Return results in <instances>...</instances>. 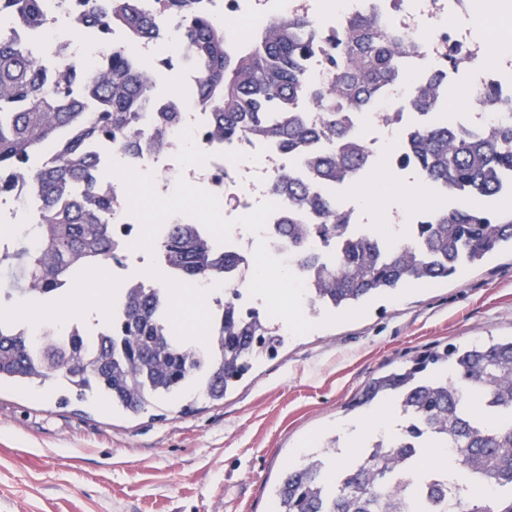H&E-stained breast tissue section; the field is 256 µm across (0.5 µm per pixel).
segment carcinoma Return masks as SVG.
Here are the masks:
<instances>
[{
    "mask_svg": "<svg viewBox=\"0 0 512 512\" xmlns=\"http://www.w3.org/2000/svg\"><path fill=\"white\" fill-rule=\"evenodd\" d=\"M86 18L102 32L121 28L127 43L112 48L100 67L87 69L64 57L50 79L20 44L0 33V195L15 179L28 181L39 200L35 231L39 250L0 236V267L12 273L7 295L52 298L86 271L118 259L112 246L115 194L97 191L102 164L93 150L112 143L129 155L141 150L137 120L156 97V69L133 50L155 37L139 0H82ZM184 18L186 48L196 65V107L211 117L210 136L224 142L274 141L318 181L355 183L371 156L352 135L346 113L364 112L400 77L398 62L416 47L396 39L375 15L353 18L328 38L326 82L311 85L303 72L313 52L310 21L271 15L245 50H236L224 26L198 12L194 0H165ZM37 27L46 20L44 0H0V14ZM454 55L427 73L409 95L411 111L430 112L452 81ZM481 103L512 111L492 85L476 90ZM310 100L316 116L302 114ZM405 151L422 179L456 200L428 212L410 241L380 247L364 234L349 241L336 260L317 270L315 304L332 311L355 309L410 285L447 280L466 267L512 253V209L485 202L512 195V124L476 135L448 131L438 116L411 128ZM274 191L282 202L286 236L303 238L300 216L325 240L341 236L345 215L336 199L317 192L288 171ZM158 251L167 273L184 281L224 277V250L187 223L169 225ZM167 286L149 282L124 301L121 321L92 348L84 337L66 343L46 327L36 339L0 316V384H54L79 399L105 397L112 407L139 414L154 402L195 387L222 400L254 363L278 351L284 336L259 310L230 302L212 337L186 346L175 339L165 314ZM398 406L401 432L365 442L354 458L334 465L331 446L287 470L274 491L276 512H512V338L453 345L370 381L359 405L375 400ZM482 403L483 415L471 411ZM455 449L469 476L461 485L445 466H433L417 481L410 475L425 449ZM493 488L487 500L479 488Z\"/></svg>",
    "mask_w": 512,
    "mask_h": 512,
    "instance_id": "obj_1",
    "label": "carcinoma"
}]
</instances>
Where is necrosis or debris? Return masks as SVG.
I'll use <instances>...</instances> for the list:
<instances>
[{"label": "necrosis or debris", "instance_id": "4bbe7bcc", "mask_svg": "<svg viewBox=\"0 0 512 512\" xmlns=\"http://www.w3.org/2000/svg\"><path fill=\"white\" fill-rule=\"evenodd\" d=\"M60 0H47V18L40 28L21 26L9 15L0 16V32L14 38L28 48L47 70L53 69L60 54L80 59L82 45L94 43L96 52L90 67L100 65L117 45V38L97 36L93 26L77 20L73 9H62ZM154 14L161 34L158 38L139 44L135 52L144 61L158 60L174 65L177 81L168 83L162 96V107L179 112L180 118L164 134L163 147L154 144L156 120L153 112L141 113L138 131L143 147L135 157H127L117 148H110L108 156L139 172L154 176V184L161 195H170L177 177H185L191 184L203 185L215 194L222 214L234 219L250 213L263 201H273L275 175L285 168H297L296 159L289 157L275 143L248 142L241 147L215 140L209 135L207 113L194 111L197 75L185 58L183 25L179 17L158 0H144ZM197 9L209 13L222 23L226 32L246 39L253 23L268 16H304L310 18L309 37L315 46H322L324 36L344 30L350 19L361 14L383 17L392 34L421 37L420 49L403 64L402 78L392 85L367 112L354 113L351 127L362 135L372 155V167L388 162L397 177L409 187L418 179L413 165L402 163L400 154L393 150V142L402 140L404 131L412 123L408 110V88L412 81L422 77L436 64L445 60L449 45L460 52V66L472 77L473 86H497L502 98L512 99V45L506 44L503 33L512 31V21L499 19L497 0H195ZM481 7L491 18H498L495 35L478 37L470 29L448 23L449 16L467 18L474 7ZM116 188L117 202L111 213L112 241L119 250L121 262L112 264L107 285L112 294V314L120 316L122 299L143 281L130 270L127 260L134 257L133 247L141 233L140 222L134 221L124 183H101V190ZM281 211H274L267 220L264 236L272 254L285 260L289 269L312 286L309 272L301 269L299 254L324 256L317 238H309L301 247L287 243L280 233ZM255 235L242 227L233 228L224 251L235 260L234 268L224 278L200 281L210 304L228 299L242 308H262L260 298L251 296L249 283L254 271L253 249ZM89 279L66 284L64 292L48 311L56 335L69 337L81 333L77 320L84 306Z\"/></svg>", "mask_w": 512, "mask_h": 512}]
</instances>
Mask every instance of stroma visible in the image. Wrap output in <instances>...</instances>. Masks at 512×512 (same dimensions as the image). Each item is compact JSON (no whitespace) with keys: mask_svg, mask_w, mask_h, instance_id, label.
<instances>
[{"mask_svg":"<svg viewBox=\"0 0 512 512\" xmlns=\"http://www.w3.org/2000/svg\"><path fill=\"white\" fill-rule=\"evenodd\" d=\"M286 335L221 401L191 391L137 417L53 385L0 387V512H273L288 466L366 420L368 382L427 352L512 336V254Z\"/></svg>","mask_w":512,"mask_h":512,"instance_id":"35a3bbf8","label":"stroma"}]
</instances>
